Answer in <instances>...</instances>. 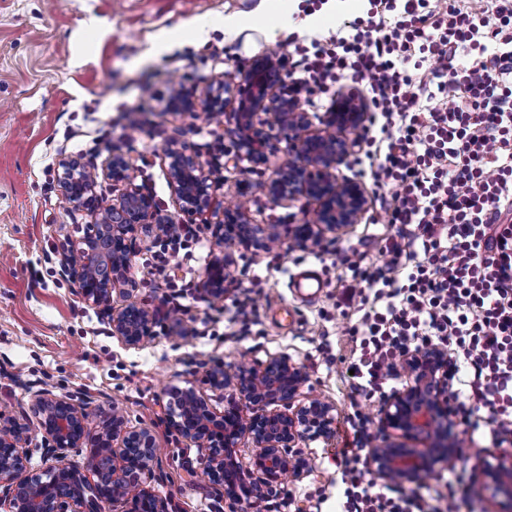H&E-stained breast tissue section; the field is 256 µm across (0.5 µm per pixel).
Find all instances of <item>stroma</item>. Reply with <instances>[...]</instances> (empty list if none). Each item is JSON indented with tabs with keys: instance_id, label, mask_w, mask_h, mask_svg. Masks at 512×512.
Segmentation results:
<instances>
[{
	"instance_id": "stroma-1",
	"label": "stroma",
	"mask_w": 512,
	"mask_h": 512,
	"mask_svg": "<svg viewBox=\"0 0 512 512\" xmlns=\"http://www.w3.org/2000/svg\"><path fill=\"white\" fill-rule=\"evenodd\" d=\"M364 10L363 0H0V410L21 413L30 390L42 387L86 396L94 427L104 411L119 406L128 427L151 429L157 438L151 488L168 512H219L223 488L204 477L198 449L167 429L166 392L194 386L220 411L226 395L210 388L205 369L285 356L305 367V393L335 403L336 437L306 445L312 469L301 480L280 496L242 502L238 512H340L346 485L334 456L356 445L355 413L374 417L380 400L362 396L349 373L355 359L349 330L362 313L356 304L337 306V277L351 262L366 269L389 265L396 228L381 197L370 195L362 221L342 236L327 235L316 250L285 244L274 253H235L230 291L218 302L200 289L207 262L176 254L172 273L195 284L182 316L191 333L176 337L159 320L153 336L134 349L113 336L61 268L63 246L79 240L95 217L68 210L56 178L61 156L78 152L100 164L121 153L134 183L174 216L164 149L175 142L212 169L217 202L244 184L252 223L302 221L300 207L269 198V173L234 163L225 113L193 117L168 111L164 100L171 82L203 92L249 58L288 54L289 37H335ZM145 85L150 95H142ZM157 243L149 236L134 243V287L113 294L115 307L135 302L165 309L169 290L149 263ZM307 270L326 283L313 303L289 288L290 277ZM247 295L257 301L258 322L243 330L228 318L233 302ZM459 431L456 470L422 483L441 491L453 482L468 491L459 512H486L487 503L471 492L475 459L512 443L493 432L483 408Z\"/></svg>"
}]
</instances>
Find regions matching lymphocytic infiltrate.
<instances>
[{"instance_id":"1","label":"lymphocytic infiltrate","mask_w":512,"mask_h":512,"mask_svg":"<svg viewBox=\"0 0 512 512\" xmlns=\"http://www.w3.org/2000/svg\"><path fill=\"white\" fill-rule=\"evenodd\" d=\"M368 2L329 44L295 42L291 63L300 90L364 83L370 176L393 191L390 267L350 264L338 295L372 303L354 376L375 392L409 345L454 346L465 400L512 431V0ZM363 462L341 453L343 512H457L452 492L377 491Z\"/></svg>"}]
</instances>
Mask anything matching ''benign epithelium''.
<instances>
[{
  "mask_svg": "<svg viewBox=\"0 0 512 512\" xmlns=\"http://www.w3.org/2000/svg\"><path fill=\"white\" fill-rule=\"evenodd\" d=\"M229 104L237 105L226 128L236 148L235 161L247 162L251 171L270 167L269 136L257 118L272 116L288 140L289 160L274 170L266 192L276 203L306 200L317 207L312 219L303 223L253 224L245 186L238 188L234 202L215 204L211 171L185 148L170 145L165 151L167 177L179 211L192 223L208 225L222 252L204 281L203 291L213 301L224 299L228 291L227 257L234 252L258 254L285 240L297 250H311L326 234L340 235L360 223L369 202L365 181L340 171V165L358 153L357 132L368 119L359 90L336 95L320 132L312 131V116L301 109L277 54L259 55L237 67L216 91L198 96L183 88L168 97L173 112H222ZM58 170L65 201L74 210L96 216L84 236L63 251V271L82 300L107 314L112 335L136 348L153 336V316L134 303L113 307L112 294L132 286L128 270L137 236L159 235L168 221L154 197L134 185L131 164L121 154L111 155L101 169L65 155ZM101 175L120 188L109 206L100 203L95 191ZM396 369L406 374L407 382L385 396L376 412L367 468L389 485L405 486L455 462L461 442L449 395L454 369L448 351L408 349ZM205 379L211 388L231 392L224 412L214 411L193 388L176 386L170 391L166 422L199 448L208 479L224 486L229 512H236L242 501L268 499L286 482L300 480L308 470L301 443H327L334 436L336 405L318 396L296 402L309 376L284 356L258 366L217 365L206 371ZM29 394L27 410L20 416L0 411V506H7V512H100V503L117 500L129 505L127 512H168L147 485L158 459L150 429L127 427L122 411L114 406L95 430L81 401L48 388ZM37 436L45 464L33 469L28 467L27 448ZM245 438L254 448L246 467L236 451ZM73 448L90 449L95 464L80 469L71 465L67 452ZM474 485L498 506L496 512H512V454L486 453L477 465Z\"/></svg>",
  "mask_w": 512,
  "mask_h": 512,
  "instance_id": "benign-epithelium-1",
  "label": "benign epithelium"
}]
</instances>
